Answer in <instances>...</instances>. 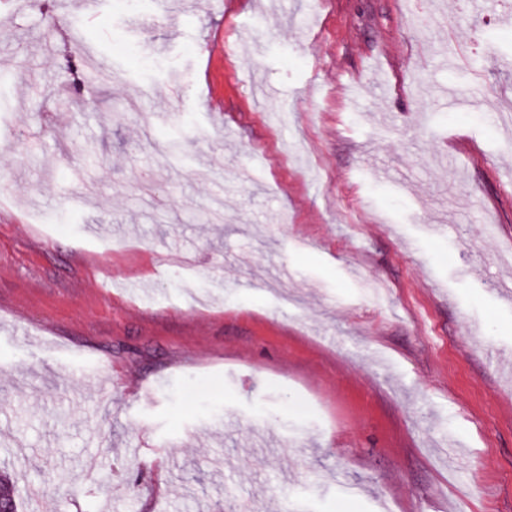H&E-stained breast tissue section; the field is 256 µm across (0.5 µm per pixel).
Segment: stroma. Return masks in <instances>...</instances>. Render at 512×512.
<instances>
[{
  "label": "stroma",
  "instance_id": "1",
  "mask_svg": "<svg viewBox=\"0 0 512 512\" xmlns=\"http://www.w3.org/2000/svg\"><path fill=\"white\" fill-rule=\"evenodd\" d=\"M79 8L0 0L22 512H512V0Z\"/></svg>",
  "mask_w": 512,
  "mask_h": 512
}]
</instances>
